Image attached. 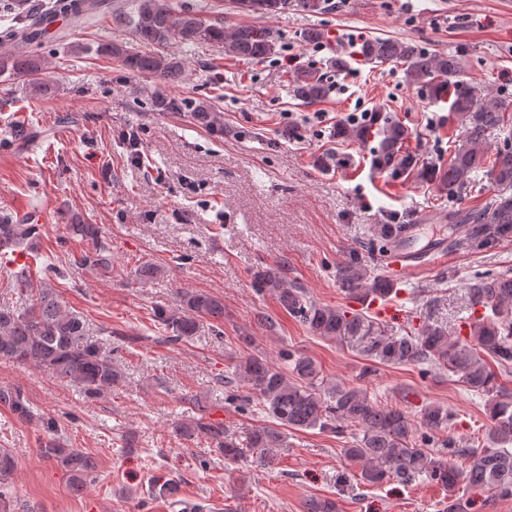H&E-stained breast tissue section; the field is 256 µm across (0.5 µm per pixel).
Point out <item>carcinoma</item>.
Returning a JSON list of instances; mask_svg holds the SVG:
<instances>
[{"label":"carcinoma","instance_id":"obj_1","mask_svg":"<svg viewBox=\"0 0 512 512\" xmlns=\"http://www.w3.org/2000/svg\"><path fill=\"white\" fill-rule=\"evenodd\" d=\"M96 0L63 3L60 9L73 15L81 28L93 18ZM112 17L129 26L135 38L148 46L170 43H193L198 40L224 45V56L262 61L275 50L273 33L254 25L224 29L221 21L208 23L196 8L182 0H111ZM125 72L173 83L181 77L184 63L175 56L152 51L130 53L121 45H100ZM362 56L370 63L395 62L402 67L406 82L421 89L429 98L450 102V110L462 121L460 139L450 141L448 158L436 166L421 167L410 149L408 129L388 118L366 126L342 125L336 137L367 142L378 141L374 155L378 169L392 170L418 179H433L448 196L455 198L467 190L472 172L487 168V176L498 190L493 209L448 208V223L464 227L463 240H449L448 246L489 244L512 234V147L489 154L487 132L512 121V106L497 97L477 99L462 79L458 58L454 54H432L414 41L373 38L366 41ZM295 96L312 105L329 93L323 75L316 71L292 74ZM151 104L158 112L190 110L201 123L219 127L222 116L204 105L158 94ZM42 225L15 222L0 216V269L10 273L19 290L32 293L24 309L0 307V358L20 365H30L51 372L56 378L77 387L88 399L119 386L124 374L112 364V351L90 335L86 321L65 309L54 289L47 287L43 275L35 279L27 264L14 267V254L25 252L31 241L40 236ZM399 224H381L373 229L370 242L387 251L393 247ZM71 234L91 242L79 262L107 276L112 273V257L107 240L95 224H71ZM336 277L349 296L386 299L393 284L386 278L372 276L357 262L336 270ZM256 292L274 293L282 307L301 321L311 332L328 339L356 336L365 331L367 317L310 300L304 289L288 284L281 269L267 268L255 275ZM470 306L488 308L470 327L466 337H452L440 326H426L417 336L376 337L367 346L371 359L386 366L412 365L426 371L456 376L469 390L482 395L490 418L487 444L479 448L432 449V434L448 428L451 414L439 404L423 408L421 426L410 422L397 408H387L371 400L360 387H324L314 361L299 352L284 351L279 358L286 372L264 355L252 354L234 363V377L244 393L234 390L228 400L241 411L257 405L272 421V426L253 430L246 439L236 442L224 436V422L203 416L179 422L173 432L180 437L203 436L216 445L224 459L238 461L245 452L273 460L272 450L287 446L278 430L284 426L297 431L320 429L340 431L347 425L359 431L355 445L344 449L346 457L363 462L360 473L365 483L376 484L396 478L411 482L426 474L448 491L455 502L459 486L465 484L493 491L500 498L512 497V396L497 382V375L487 365L492 359L499 368L512 367V277L507 274L478 278L467 289ZM154 317L168 335V340L189 342L200 328V321L224 319V301L205 291L183 288L174 307L158 306ZM0 405L20 420L31 417L23 393L0 387ZM44 429L50 438L40 448L41 456L56 462L68 474L71 490L79 492L89 485L96 473L91 456L76 448H66L57 439L56 424L49 419ZM463 456L460 469L453 458ZM14 461L6 449H0V512H12L8 479Z\"/></svg>","mask_w":512,"mask_h":512}]
</instances>
